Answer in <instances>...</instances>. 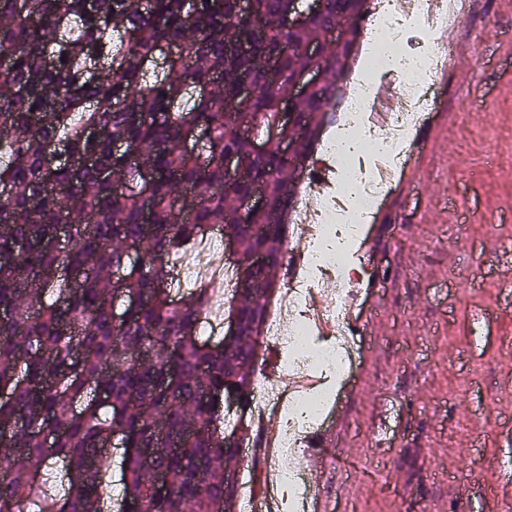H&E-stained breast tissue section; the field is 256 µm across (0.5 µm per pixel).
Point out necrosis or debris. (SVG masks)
<instances>
[{
  "label": "necrosis or debris",
  "mask_w": 512,
  "mask_h": 512,
  "mask_svg": "<svg viewBox=\"0 0 512 512\" xmlns=\"http://www.w3.org/2000/svg\"><path fill=\"white\" fill-rule=\"evenodd\" d=\"M446 21L443 12L430 11L427 0H381L377 22L369 41L375 49L374 69L391 65L411 79L413 94L402 97L392 112L387 128L380 129L366 120V103L371 90L370 78L346 88L342 93V122L335 135L325 144V151L336 160L341 175L337 197L319 198L315 206H302L298 220L315 225L313 239L302 267L297 269L267 317V340L284 353L283 374L306 378L313 374L328 378L343 377L350 359L351 345L344 337L318 343L315 328L304 313L312 282L327 271L336 273V291L327 314H342L350 299L345 279L348 251L362 224L380 204V191L368 174L366 162L374 156L395 159L398 145L413 126L414 116L425 108L431 89L430 76L437 68L443 45L420 33L423 20ZM198 247L211 257L209 266L180 259L176 274L185 283L210 278L217 286H228L231 269L224 257V241L215 233L207 234ZM252 409L263 412L274 407L279 418L277 428L278 454L272 466L280 489L294 512H307L311 486L303 477L296 459L297 450L323 419L328 403L335 401V389L323 384L283 392L279 382L261 379L254 386Z\"/></svg>",
  "instance_id": "4bbe7bcc"
}]
</instances>
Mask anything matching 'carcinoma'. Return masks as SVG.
Masks as SVG:
<instances>
[{
	"instance_id": "obj_1",
	"label": "carcinoma",
	"mask_w": 512,
	"mask_h": 512,
	"mask_svg": "<svg viewBox=\"0 0 512 512\" xmlns=\"http://www.w3.org/2000/svg\"><path fill=\"white\" fill-rule=\"evenodd\" d=\"M0 0V512H233L226 479L250 409L295 179L278 139L281 101L308 60L299 54L341 12L361 28L364 0H327L300 29L281 26L295 0ZM325 81L298 107L309 161L331 105ZM257 95L235 109L239 88ZM267 134L256 153L234 133ZM140 164L128 165V154ZM233 155L249 173L232 182ZM254 182L265 207L236 223ZM73 246L57 248L59 226ZM210 227L239 244L224 335H200L210 288L179 301L171 258ZM139 258L131 260V253ZM123 269L124 276L113 278ZM124 319L114 326L115 304ZM236 389L225 422L224 387ZM57 434L49 444L45 434ZM62 463L67 490L45 501ZM168 489L158 493L153 475Z\"/></svg>"
}]
</instances>
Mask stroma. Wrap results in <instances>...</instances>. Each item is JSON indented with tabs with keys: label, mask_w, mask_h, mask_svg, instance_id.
I'll return each instance as SVG.
<instances>
[{
	"label": "stroma",
	"mask_w": 512,
	"mask_h": 512,
	"mask_svg": "<svg viewBox=\"0 0 512 512\" xmlns=\"http://www.w3.org/2000/svg\"><path fill=\"white\" fill-rule=\"evenodd\" d=\"M465 44L403 149L413 185L351 247L368 318L340 392L326 512H512V0H468ZM232 470L265 485L258 417Z\"/></svg>",
	"instance_id": "1"
}]
</instances>
